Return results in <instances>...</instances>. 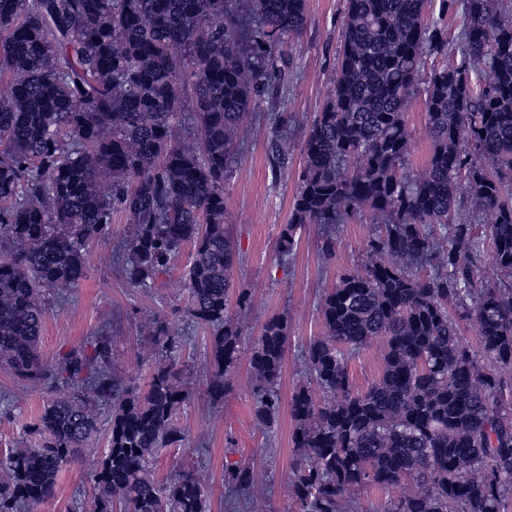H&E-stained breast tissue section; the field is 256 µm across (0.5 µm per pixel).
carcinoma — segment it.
I'll return each instance as SVG.
<instances>
[{
    "label": "carcinoma",
    "instance_id": "1",
    "mask_svg": "<svg viewBox=\"0 0 512 512\" xmlns=\"http://www.w3.org/2000/svg\"><path fill=\"white\" fill-rule=\"evenodd\" d=\"M463 0L460 60L427 15L428 0H346L338 64L306 132L291 216L329 234L367 210L384 234L362 274H345L321 303L324 336L308 350L310 382L292 397V487L300 512H351L352 494L407 485L386 512H509L512 504V12ZM307 25L306 0H0V368L33 387L71 389L46 402L36 448L0 459V512L51 497L66 466L112 406L89 512H210L208 485L187 466L156 475L160 449L184 441L187 399L177 360L183 334L152 319L164 358L144 388L112 375V346L44 360V292L85 276V247L112 216L135 227L120 246L128 282L147 288L193 246L187 315L213 329L210 397L219 402L243 344L229 316L239 250L224 180L237 134L259 94L276 86L275 51ZM423 86L431 153L404 169L405 124ZM192 112L196 133L177 139ZM273 159L288 160L277 129ZM490 217L484 233L462 205ZM471 323L478 350L464 344ZM383 337L378 382L353 392L351 355ZM288 329L271 316L252 347L258 425L279 416ZM253 472L224 468L238 495Z\"/></svg>",
    "mask_w": 512,
    "mask_h": 512
}]
</instances>
